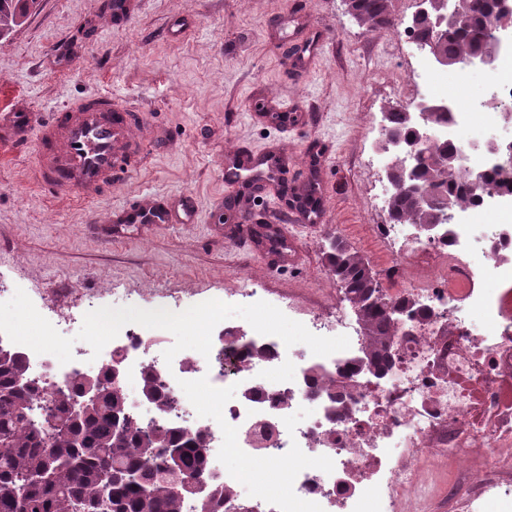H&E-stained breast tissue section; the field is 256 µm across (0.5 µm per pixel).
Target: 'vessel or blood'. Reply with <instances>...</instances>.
Listing matches in <instances>:
<instances>
[{"label":"vessel or blood","instance_id":"1","mask_svg":"<svg viewBox=\"0 0 512 512\" xmlns=\"http://www.w3.org/2000/svg\"><path fill=\"white\" fill-rule=\"evenodd\" d=\"M327 39V31L320 27L307 32L293 29L282 57L284 67L297 78H306ZM153 134L151 113L115 103L106 94L88 97L41 121L28 112L0 113V141H34V181L61 199L92 201L113 182L130 178L141 167L146 143ZM287 171L288 153L277 142L260 151L232 147L224 152V186L231 193L242 187L258 198L279 195ZM287 215L286 223L261 228L251 224L247 212H240L233 235L237 241L261 246L268 257L275 259L284 254L289 261H300L302 254L287 235L289 224L326 223L327 208L322 205L312 209L294 201ZM196 221L195 205L186 196L172 201L133 198L105 219H89L94 229L109 238L130 226L148 230L160 224Z\"/></svg>","mask_w":512,"mask_h":512}]
</instances>
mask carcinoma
I'll use <instances>...</instances> for the list:
<instances>
[{"instance_id": "1", "label": "carcinoma", "mask_w": 512, "mask_h": 512, "mask_svg": "<svg viewBox=\"0 0 512 512\" xmlns=\"http://www.w3.org/2000/svg\"><path fill=\"white\" fill-rule=\"evenodd\" d=\"M38 4L0 0V38L22 26ZM351 6L370 30L389 23L390 0H351ZM493 6L494 0H466L465 23L437 45L439 51L457 58L480 49L489 29L504 23ZM385 121L405 136L412 134L413 123L405 112L392 108ZM452 151L434 143L420 153L416 184L424 192L438 189L448 204L461 207L469 196L458 187L460 173H442L435 167L437 157ZM389 212L398 223L420 228L436 223L440 209L421 207L414 190L401 188L392 192ZM326 258L365 327L364 368L379 371L398 332L395 315L386 312V303L377 296L379 284L357 251L336 241ZM20 377L28 379L30 374L18 352L0 364V512H196L191 501L174 490L168 450L181 449L183 472L197 476L205 461L200 449L207 447L202 434L140 421L128 411L123 392L112 388L106 370L100 375L77 374L50 394L35 381L17 387ZM89 385L96 387L98 403L75 420L70 402ZM142 389L155 398L160 416L175 412V399L153 370L144 375ZM47 415L56 424L49 440L44 431ZM117 418L125 423L120 437L112 430ZM46 472L52 474L48 483L39 480ZM235 497L231 487H221L211 495L206 512H224V502Z\"/></svg>"}]
</instances>
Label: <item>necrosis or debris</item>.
I'll use <instances>...</instances> for the list:
<instances>
[{"label": "necrosis or debris", "instance_id": "4bbe7bcc", "mask_svg": "<svg viewBox=\"0 0 512 512\" xmlns=\"http://www.w3.org/2000/svg\"><path fill=\"white\" fill-rule=\"evenodd\" d=\"M405 43L406 80L451 107L435 138L462 152L466 168L491 170L495 160L481 146L512 107V49L489 68L481 103L459 95L470 65H457L453 82H435L428 50L410 36ZM472 197L445 234L424 243L442 264L421 265L413 287L392 291L413 332L395 337L387 368L354 375L337 398L326 388L363 339L335 301L303 320L314 334L348 336V349L326 357L227 321L215 327L209 356L184 350L169 363L166 331L138 324L124 326L100 355L87 343L73 346L65 364L24 345L19 351L50 389L117 363L132 396L146 369L161 370L178 427L209 442L204 477L237 486L241 474L225 468L228 457L256 469L246 492L253 512H402L407 502L430 507L438 499L448 512H512V406L503 399L512 385V189L492 184ZM229 387L237 394L230 402ZM490 444L493 472L483 464ZM434 458L449 461L448 470L430 468Z\"/></svg>", "mask_w": 512, "mask_h": 512}]
</instances>
